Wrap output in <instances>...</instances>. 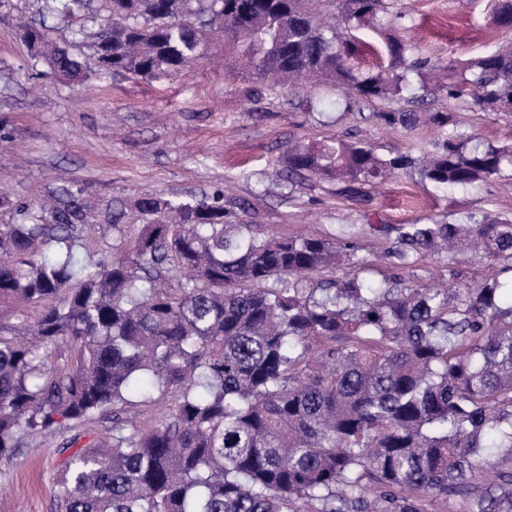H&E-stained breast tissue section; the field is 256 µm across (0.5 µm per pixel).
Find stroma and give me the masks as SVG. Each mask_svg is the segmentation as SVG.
Returning a JSON list of instances; mask_svg holds the SVG:
<instances>
[{
	"label": "stroma",
	"instance_id": "stroma-1",
	"mask_svg": "<svg viewBox=\"0 0 512 512\" xmlns=\"http://www.w3.org/2000/svg\"><path fill=\"white\" fill-rule=\"evenodd\" d=\"M390 3L395 21L388 33L415 44L423 61L409 72L398 107L407 108L421 91L425 97L416 111L463 113L477 142L512 144V114L474 110L466 101L448 100L440 89L448 60L478 58L507 40L495 22V0ZM38 7L39 0H0V199L6 201L0 224L16 221L13 203L49 201L66 186L81 191L92 206L86 252L97 259L124 258L128 250L112 217L138 223L134 203L142 191L199 199L219 190L226 208H245L248 221L264 233L330 238L347 232L358 246V264L377 279L396 275L417 288L446 279L466 288L493 274L478 258L452 261L441 251L396 267L391 228L462 222L473 212L512 220V175L446 190L400 174L367 188L361 201L337 194L332 182L286 178L291 144L364 140L381 155H419L439 139L437 127H389L368 118V110H387L384 102L344 111L343 92L332 83L288 87L225 80L220 41L211 44L207 59L172 81L118 74L65 83L46 65H30L17 20L37 17ZM384 36L368 27L357 31L350 58L356 71L372 72L385 62ZM107 426L104 420L76 426L48 445L30 438L13 460H0V512H53L54 483L72 438L88 442Z\"/></svg>",
	"mask_w": 512,
	"mask_h": 512
}]
</instances>
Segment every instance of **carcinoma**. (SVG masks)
Masks as SVG:
<instances>
[{
	"label": "carcinoma",
	"mask_w": 512,
	"mask_h": 512,
	"mask_svg": "<svg viewBox=\"0 0 512 512\" xmlns=\"http://www.w3.org/2000/svg\"><path fill=\"white\" fill-rule=\"evenodd\" d=\"M87 0H45L77 18ZM106 23L54 39L43 20L24 28L31 59L64 80L128 73L149 82L187 74L218 35L228 72L255 83L327 77L356 100L398 96L424 65L397 37L387 65L357 73L336 16L318 26L311 0H101ZM345 30L391 24L387 0H344ZM446 96L483 112L512 109V48L457 67ZM374 116L444 130L426 158L376 154L366 142L295 145L292 174L336 181L348 197L389 175L466 188L512 169V145L468 146L455 112L393 109ZM0 224V460L24 439L94 419L112 426L70 454L53 512H428L425 502L468 493L497 451L512 454V280L474 288H411L353 273L311 284L310 272L355 255L332 239L269 236L201 199L142 194L130 257H82L88 206L62 187L48 207L14 204ZM403 265L441 246L471 248L512 272V221L395 228ZM71 345L64 372L49 350ZM175 396L168 418L141 430L122 417L153 395ZM473 512H512L500 473Z\"/></svg>",
	"instance_id": "1"
}]
</instances>
